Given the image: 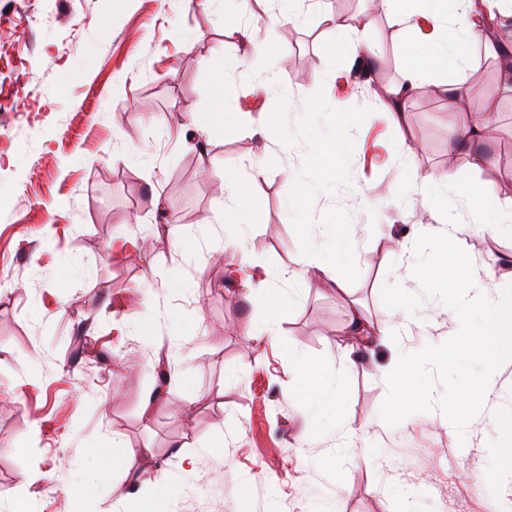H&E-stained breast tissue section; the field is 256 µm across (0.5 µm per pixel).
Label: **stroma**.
<instances>
[{"mask_svg": "<svg viewBox=\"0 0 512 512\" xmlns=\"http://www.w3.org/2000/svg\"><path fill=\"white\" fill-rule=\"evenodd\" d=\"M369 6L297 0L291 22L286 0H250L247 40L224 29L240 0H0V57L13 65L0 79L23 80L0 115V512L24 497L36 512H512V432L498 425L512 414V359L465 441L437 408L395 427L379 416L393 353L452 329L437 300L408 324L382 302L384 285L416 286L418 235L467 225L475 278L512 272V237L473 224L456 193L442 214L405 184L408 169L451 167L512 201V79L471 46L463 99L414 93L397 127L377 91L401 78L405 31L374 13L369 77H351L342 53L345 22ZM483 110L494 139L450 149L460 113ZM340 112L359 118L341 178L290 208ZM192 116L207 134L182 132ZM227 174L250 188L239 246L218 188ZM304 224L349 236L345 297L288 280ZM246 283L292 300L268 313L242 298ZM351 300L388 336L351 342ZM271 316L274 339L247 336ZM295 348L335 379L343 427L297 408ZM348 431L370 452L343 451ZM112 446L150 448L153 483L131 488Z\"/></svg>", "mask_w": 512, "mask_h": 512, "instance_id": "35a3bbf8", "label": "stroma"}]
</instances>
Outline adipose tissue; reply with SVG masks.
Here are the masks:
<instances>
[{
    "label": "adipose tissue",
    "instance_id": "1",
    "mask_svg": "<svg viewBox=\"0 0 512 512\" xmlns=\"http://www.w3.org/2000/svg\"><path fill=\"white\" fill-rule=\"evenodd\" d=\"M506 0H379L382 8L391 12L396 21L405 28H412L417 16L425 12L436 14L450 33L437 43H421L407 40L399 51L404 59L400 82L389 89V103L401 108L404 101L417 91L430 87L431 75L452 70L454 81L449 89L451 96H458L469 78V47L482 44L488 56L501 54V42L492 37L496 21L495 11ZM353 119L345 113L336 115V140L315 149L309 160L310 169L320 181L338 179L337 162L339 138L345 137ZM410 181L420 183L428 191L431 207L441 208L447 203L446 187H454L461 201L469 206L480 224L490 235L512 237V205L503 202L491 184L478 187L469 185L453 170H411ZM310 250L302 259V269L294 280L299 287L319 283L329 288H342L343 281L333 267L324 262L325 256L336 260L351 259L350 241L344 234H336L330 241H321L317 233H309Z\"/></svg>",
    "mask_w": 512,
    "mask_h": 512
}]
</instances>
